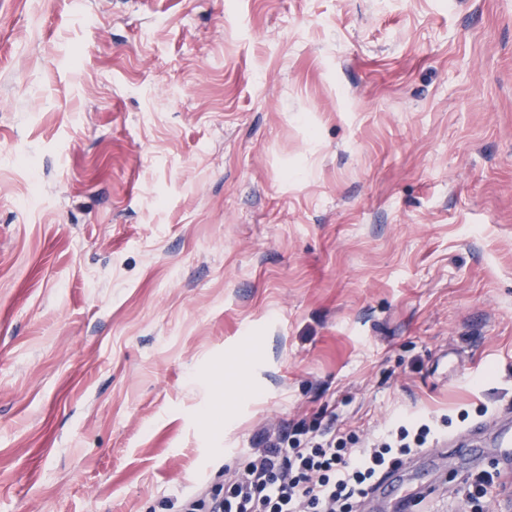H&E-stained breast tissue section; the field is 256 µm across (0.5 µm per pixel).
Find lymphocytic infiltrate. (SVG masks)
Masks as SVG:
<instances>
[{
    "label": "lymphocytic infiltrate",
    "instance_id": "1",
    "mask_svg": "<svg viewBox=\"0 0 512 512\" xmlns=\"http://www.w3.org/2000/svg\"><path fill=\"white\" fill-rule=\"evenodd\" d=\"M324 425L284 422L252 443L242 466L224 469V488L184 496L180 512H358L389 471L433 447V422L395 419L358 443L336 410Z\"/></svg>",
    "mask_w": 512,
    "mask_h": 512
}]
</instances>
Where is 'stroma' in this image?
<instances>
[{
  "mask_svg": "<svg viewBox=\"0 0 512 512\" xmlns=\"http://www.w3.org/2000/svg\"><path fill=\"white\" fill-rule=\"evenodd\" d=\"M328 403L512 405V0H0V512H175Z\"/></svg>",
  "mask_w": 512,
  "mask_h": 512,
  "instance_id": "1",
  "label": "stroma"
}]
</instances>
